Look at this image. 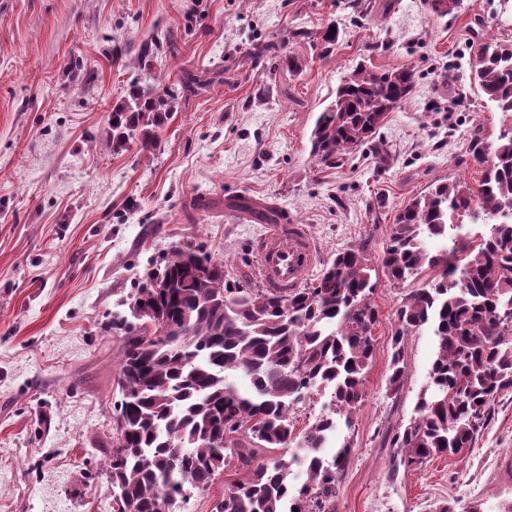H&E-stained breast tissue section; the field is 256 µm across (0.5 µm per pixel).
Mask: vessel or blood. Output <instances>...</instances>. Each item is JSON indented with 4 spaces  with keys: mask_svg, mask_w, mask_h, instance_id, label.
Wrapping results in <instances>:
<instances>
[{
    "mask_svg": "<svg viewBox=\"0 0 512 512\" xmlns=\"http://www.w3.org/2000/svg\"><path fill=\"white\" fill-rule=\"evenodd\" d=\"M257 270L264 287L286 292L299 287L316 262L317 252L298 224H274L256 243Z\"/></svg>",
    "mask_w": 512,
    "mask_h": 512,
    "instance_id": "vessel-or-blood-1",
    "label": "vessel or blood"
}]
</instances>
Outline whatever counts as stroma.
Masks as SVG:
<instances>
[{
    "instance_id": "35a3bbf8",
    "label": "stroma",
    "mask_w": 512,
    "mask_h": 512,
    "mask_svg": "<svg viewBox=\"0 0 512 512\" xmlns=\"http://www.w3.org/2000/svg\"><path fill=\"white\" fill-rule=\"evenodd\" d=\"M0 0V512H112L101 466L114 433L118 338L104 334L139 274L174 246L204 244L228 277L260 287L257 211L304 225L319 275L346 247L379 255L394 217L436 180L475 182L473 134L502 115L470 87L477 29L512 38V0ZM341 32L323 50L327 23ZM297 30L311 32L296 42ZM177 35L178 59L143 67V40ZM302 57L297 75L254 63L252 45ZM415 70V92L379 130L387 152L326 168L315 121L357 64ZM222 73L178 102L154 151L113 153L108 118L131 83L173 88L183 70ZM404 288L379 279L376 355L336 487L337 512H498L512 501V393L497 397L476 445L394 467L392 439L415 414L435 352L432 327L405 341L407 375L386 392Z\"/></svg>"
}]
</instances>
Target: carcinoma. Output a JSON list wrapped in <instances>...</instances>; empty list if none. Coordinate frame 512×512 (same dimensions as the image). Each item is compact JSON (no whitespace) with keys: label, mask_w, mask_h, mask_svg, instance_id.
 Returning <instances> with one entry per match:
<instances>
[{"label":"carcinoma","mask_w":512,"mask_h":512,"mask_svg":"<svg viewBox=\"0 0 512 512\" xmlns=\"http://www.w3.org/2000/svg\"><path fill=\"white\" fill-rule=\"evenodd\" d=\"M464 0H426L444 17ZM470 84L508 123L496 140L472 138L469 156L482 177L472 186L439 181L414 196L396 216L389 242L371 260L353 245L336 253L318 277L285 294L224 279V262L204 246L176 247L164 264L135 282L124 313L109 329L120 338L114 405L116 437L105 468L113 512H174L175 490L204 493L219 472L230 482L214 512H336V485L350 461V446L322 455L336 416L354 425L366 396V374L376 355L372 302L378 274L394 286L417 280L397 308L391 335L387 391L405 382L404 340L425 324L437 338L428 388L416 415L393 438L400 464L474 447L497 396L512 391V41L480 37ZM153 38L138 55L148 63L161 50ZM252 55L298 72L301 59L255 45ZM200 71H186L180 89L147 84L112 108V148L157 146L156 128L179 99L206 90ZM417 85L410 67L377 72L358 64L317 118L311 156L333 167L375 143L388 114ZM460 224H483L477 243L429 253L427 239H446ZM150 311L167 332L147 342ZM249 379L242 390L230 377ZM331 388L332 414L304 434L299 452L293 413L315 387ZM305 462L306 479L293 484V466Z\"/></svg>","instance_id":"cac0c4a2"}]
</instances>
